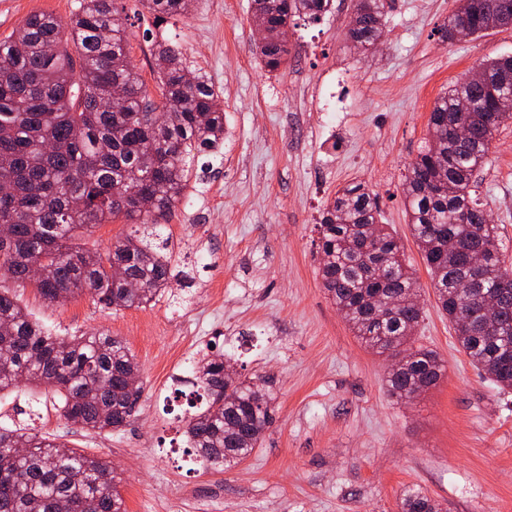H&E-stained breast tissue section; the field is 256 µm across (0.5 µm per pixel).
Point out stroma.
Here are the masks:
<instances>
[{"label":"stroma","mask_w":512,"mask_h":512,"mask_svg":"<svg viewBox=\"0 0 512 512\" xmlns=\"http://www.w3.org/2000/svg\"><path fill=\"white\" fill-rule=\"evenodd\" d=\"M76 0H0V40L35 13L68 20ZM459 0H387L382 38H350L354 0H333L316 24L288 26V66L268 72L251 51L250 0H190L183 17L135 21L129 58L151 95L159 89L154 28L181 47L218 94L227 137L221 157L191 180L161 231L190 286L171 280L150 306L118 312L80 295L51 305L10 279L33 318L61 336L122 339L142 369L143 392L121 431L67 421L46 391L0 398V424L34 408L36 426L77 452L109 461L127 512H400L410 489L444 512H512V391L459 351L411 235L405 166L428 135L430 113L476 64L512 55V26L448 38ZM361 181L404 247L423 318L415 345L446 371L419 397L388 392L385 356L360 338L329 299L316 224L327 200ZM480 197L512 268V122L495 135ZM208 351L273 397V422L236 467L205 470L182 435L189 406L171 377Z\"/></svg>","instance_id":"stroma-1"}]
</instances>
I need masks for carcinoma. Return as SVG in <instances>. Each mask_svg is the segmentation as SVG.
Returning <instances> with one entry per match:
<instances>
[{
    "label": "carcinoma",
    "instance_id": "cac0c4a2",
    "mask_svg": "<svg viewBox=\"0 0 512 512\" xmlns=\"http://www.w3.org/2000/svg\"><path fill=\"white\" fill-rule=\"evenodd\" d=\"M156 23L179 16L186 0H139ZM333 0H252L258 37L253 53L269 72L288 64L281 29L295 19L318 22ZM469 36L486 32L494 14L512 15V0H464ZM67 26L50 14L29 16L0 41V224L12 240L0 248V277L31 285L28 263L41 264L35 285L49 304L60 290L87 295L104 309L144 308L172 277L174 247L158 227L181 202L196 156L224 149V113L214 86L193 71L179 45L152 42L161 104L154 103L126 51L130 33L121 0H77ZM351 38L367 48L382 32L384 0H357ZM72 45L74 53L60 49ZM481 85L448 87L429 119L426 145L408 164L404 193L413 235L442 311L470 362L512 390V269L505 267L497 225L477 194L495 133L512 120V56L483 63ZM123 91L118 108L102 102ZM473 103L459 112L460 98ZM464 125L457 140L451 126ZM157 143L155 153L141 149ZM151 202L137 207L133 197ZM123 218L132 229L105 250L74 243L98 224ZM318 250L325 291L351 329L391 364L392 394L411 399L436 386L445 366L413 345L422 307L407 300L415 279L400 243L381 223L379 198L359 182L323 208ZM141 284L126 288L114 268ZM469 279L478 291L457 283ZM140 375L135 355L112 336H55L31 319L15 296L0 291V393L19 383L49 389L62 416L94 432L119 431L141 394L126 390ZM191 384L196 404L182 434L206 469H230L260 446L272 423L271 397L255 381L224 386V360L204 357ZM112 466L33 427L0 425V512H125ZM401 512H443L408 491Z\"/></svg>",
    "mask_w": 512,
    "mask_h": 512
}]
</instances>
